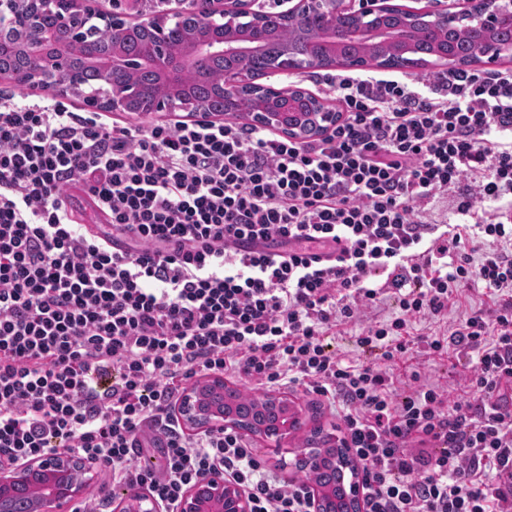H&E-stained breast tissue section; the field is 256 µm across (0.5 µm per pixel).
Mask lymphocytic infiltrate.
<instances>
[{"mask_svg": "<svg viewBox=\"0 0 512 512\" xmlns=\"http://www.w3.org/2000/svg\"><path fill=\"white\" fill-rule=\"evenodd\" d=\"M323 83L342 112L310 141L0 94L1 457L63 450L167 512L213 471L251 512H313L308 480L279 479L239 433L185 431L187 383L223 375L340 406L364 512H512V69ZM75 187L109 230L77 220ZM442 199L466 223L432 222ZM389 269L401 314L365 320ZM473 284L494 317L410 334ZM347 323L388 361L469 349V391L418 371L400 386L329 352L324 334ZM108 374L112 399L97 401ZM151 450L161 467L139 463Z\"/></svg>", "mask_w": 512, "mask_h": 512, "instance_id": "lymphocytic-infiltrate-1", "label": "lymphocytic infiltrate"}]
</instances>
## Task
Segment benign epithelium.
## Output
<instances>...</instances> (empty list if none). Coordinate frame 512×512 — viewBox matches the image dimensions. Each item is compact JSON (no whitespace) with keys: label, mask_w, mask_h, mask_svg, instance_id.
I'll list each match as a JSON object with an SVG mask.
<instances>
[{"label":"benign epithelium","mask_w":512,"mask_h":512,"mask_svg":"<svg viewBox=\"0 0 512 512\" xmlns=\"http://www.w3.org/2000/svg\"><path fill=\"white\" fill-rule=\"evenodd\" d=\"M89 0H0V30L8 31L22 21L18 30L26 45L29 64L19 75L22 86L31 92L55 91L59 95L84 97L91 110H112L126 113L159 114L176 109L191 116H211L205 103L195 98L185 83L186 63L205 54H242L262 48L251 42L244 24L252 19L242 7L243 0H217L219 6L207 9L197 28L179 45L167 38L170 29L160 16L129 20L120 14L96 13ZM400 5L392 0H368V5L354 8L353 0H297L285 15L293 20L317 15L322 19L318 39L326 67H363L357 56L340 54L336 38V20L352 23L350 36L367 39L384 47L396 43L385 19ZM52 16L51 26L44 24ZM97 15L112 33L109 51L94 60L108 80L115 69L144 70L154 79L150 92L136 82L112 85L101 96L85 93L79 77L80 64L72 47L85 40L87 19ZM416 21L436 30H476L483 35L474 53V62L494 63L512 57V0H480L472 8L458 11L420 12ZM511 37L500 36L502 32ZM131 37L140 40L141 52L132 57L125 44ZM247 71L227 74L218 87L225 104L235 102L241 91L250 92L254 105L249 112L252 121L277 129L299 140L317 138L338 120L320 97L300 87L273 89L246 80ZM274 420L261 439L279 454L288 437L307 426L306 416L295 409L288 395H269ZM178 414L190 430L219 424L235 432L252 433V425L237 407L224 398V378L213 375L185 391ZM295 462L317 468L332 461L340 473L349 476L348 485L336 489L331 484L311 489L315 512H363V488L357 477V466L347 448L339 447L336 436L316 428L313 440L304 448L293 449ZM94 466L69 453L59 452L25 463L0 462V507L19 506L23 512H68L74 501L82 499L93 479ZM99 493L112 500L113 512H164L156 499L139 492L112 493L109 484L98 485ZM179 512H251L245 490L221 471L209 473L190 485L180 499Z\"/></svg>","instance_id":"7a95c632"}]
</instances>
